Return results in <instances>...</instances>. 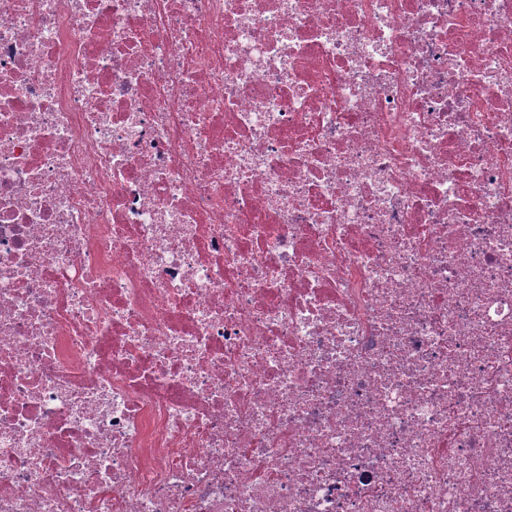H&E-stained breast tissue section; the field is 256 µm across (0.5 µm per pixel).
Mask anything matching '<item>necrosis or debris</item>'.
Instances as JSON below:
<instances>
[{"mask_svg":"<svg viewBox=\"0 0 512 512\" xmlns=\"http://www.w3.org/2000/svg\"><path fill=\"white\" fill-rule=\"evenodd\" d=\"M0 512H512V0H0Z\"/></svg>","mask_w":512,"mask_h":512,"instance_id":"4bbe7bcc","label":"necrosis or debris"}]
</instances>
